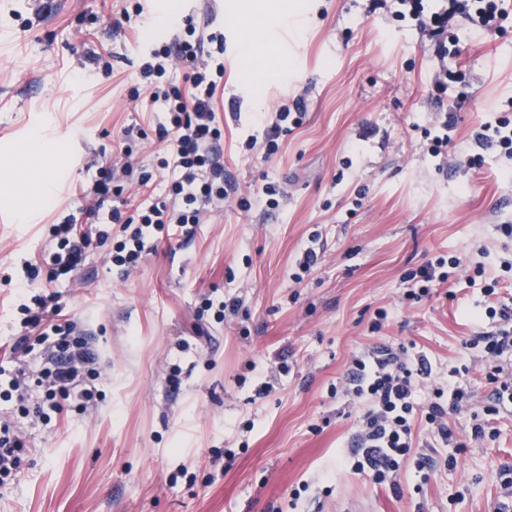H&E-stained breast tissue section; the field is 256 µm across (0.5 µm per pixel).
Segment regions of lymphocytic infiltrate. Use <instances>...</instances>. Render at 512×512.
<instances>
[{
  "label": "lymphocytic infiltrate",
  "instance_id": "obj_1",
  "mask_svg": "<svg viewBox=\"0 0 512 512\" xmlns=\"http://www.w3.org/2000/svg\"><path fill=\"white\" fill-rule=\"evenodd\" d=\"M397 2L398 20L409 21L435 37L436 52L442 59L459 52V38L452 30L455 18L492 31L511 15L505 0H440L436 7L429 0ZM167 25L170 35L151 50L140 67L142 83L149 84L163 78L169 68L181 65L186 69L184 87H161L151 94L152 102L158 103L162 112L155 128L158 142L164 145L158 166L170 173L163 197L142 203L131 212L118 205V198L126 190L146 186L154 179L153 171L132 158L139 143L134 127L124 128L121 159L98 163L81 190L93 229L82 228L75 215H67L53 227L56 249L48 274H41L37 264L26 260L14 284L21 314V334L15 349L23 362L11 373L1 367L0 375H9L10 389L18 394H25L32 385L42 389L43 404L35 409L39 416L48 408L60 410L65 399L87 407L95 397L88 380L98 375L99 368L86 332L74 322L55 321L53 314L60 309L59 293L33 295L30 286L41 277L50 284L72 281L90 247L109 239L108 227L112 224L121 226L123 236L114 241L110 261L122 270H131L156 248L161 233L193 234L205 210L223 209L225 200L236 191L224 171L221 152L219 93L224 89V36L209 31L207 23L191 16L168 19ZM304 116L305 101L300 95L294 97L291 107L259 115L264 138L250 140L248 149L266 158L277 153L282 137L290 128L302 125ZM497 315L504 321V329L481 339L491 365L489 378L495 385L490 397L494 408L512 404V371L504 367L505 361L512 360V308L500 307ZM36 344L41 347V367L31 374L24 359ZM431 373L426 355L389 344L354 358L344 394L363 409L352 436L351 468L355 473L368 477L373 484L393 487L407 459H414L418 470H428V457L412 455V426L419 416L429 425L434 441L445 446L456 443L447 416L461 413L471 396L452 383L447 390H435L428 403H421L417 386Z\"/></svg>",
  "mask_w": 512,
  "mask_h": 512
}]
</instances>
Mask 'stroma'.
Instances as JSON below:
<instances>
[{
  "label": "stroma",
  "mask_w": 512,
  "mask_h": 512,
  "mask_svg": "<svg viewBox=\"0 0 512 512\" xmlns=\"http://www.w3.org/2000/svg\"><path fill=\"white\" fill-rule=\"evenodd\" d=\"M248 0H160L125 19L122 0H0V153L18 152L54 186L0 165V341L21 316L6 277L22 260L49 259L52 224L78 212L87 165L117 157L123 128L152 130L127 91L162 30L149 16L208 15L224 35L226 170L237 195L206 215L194 236L160 241L131 273L91 248L75 287L57 283L66 319L87 328L100 360L96 404L40 419L25 400L0 396V422L26 440L17 475L0 487V512H499L512 474V409L492 420L494 438L471 437V416L452 415L459 447H441L424 423L398 489L346 463L359 415L335 395L356 355L411 344L432 374L419 386L455 382L472 413L492 390L473 336L496 331L489 307L512 306V160L479 145L489 115L512 101V17L484 31L457 22L465 84L448 88L456 126L444 156L424 132L441 119L432 98L441 65L433 42L370 0H293L298 16L251 33ZM110 52L109 66L91 54ZM303 94L306 116L277 154L248 155L262 138L260 112ZM48 131L61 155L34 157L28 140ZM482 154L481 166H470ZM283 183L275 209L243 210L239 197ZM32 223L16 219L20 207ZM322 260L301 273L312 235ZM457 257L446 282L409 304V276ZM498 292L485 296L486 281ZM240 298L217 319L205 301ZM389 313L379 332L369 324ZM177 373L179 384L166 383ZM453 466H446L448 457Z\"/></svg>",
  "instance_id": "stroma-1"
}]
</instances>
